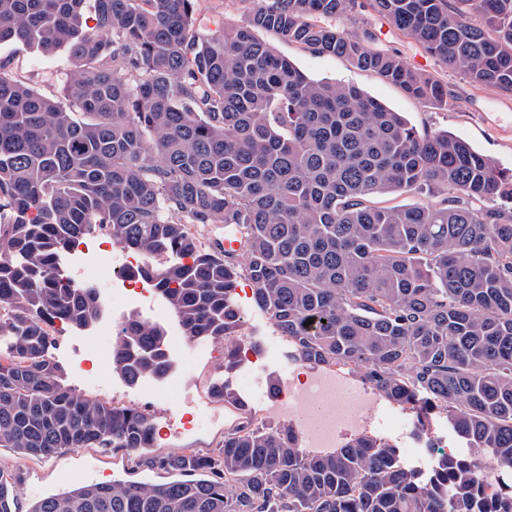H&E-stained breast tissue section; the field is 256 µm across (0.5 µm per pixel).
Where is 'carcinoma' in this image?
Wrapping results in <instances>:
<instances>
[{"label": "carcinoma", "instance_id": "obj_1", "mask_svg": "<svg viewBox=\"0 0 512 512\" xmlns=\"http://www.w3.org/2000/svg\"><path fill=\"white\" fill-rule=\"evenodd\" d=\"M198 2L0 0V45L65 48L74 64L57 98L0 64V448H125L172 476L70 486L30 512H512V490L485 496L475 456L441 453L423 478L387 441L309 455L291 427L250 413L214 455H152L151 414L63 383L52 326L89 329L106 311L63 260L108 232L143 258L128 274L189 340L227 342L224 371L239 363L244 278L294 359L349 368L419 408L422 428L442 412L467 447L512 466V172L355 86L309 79L255 35L448 105L443 84L375 48L368 30L332 23L356 0H257L247 22L206 37ZM369 3L470 83L512 95V0ZM423 189L446 197L384 204ZM192 224L224 225L239 248L204 244ZM167 336L123 317L112 371L164 378ZM210 392L241 405L225 381ZM0 512H15L1 469Z\"/></svg>", "mask_w": 512, "mask_h": 512}]
</instances>
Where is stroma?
I'll list each match as a JSON object with an SVG mask.
<instances>
[{"label": "stroma", "instance_id": "stroma-1", "mask_svg": "<svg viewBox=\"0 0 512 512\" xmlns=\"http://www.w3.org/2000/svg\"><path fill=\"white\" fill-rule=\"evenodd\" d=\"M256 6V0H200L198 31L207 35L221 25L242 24ZM344 27L353 34L370 29L375 47L398 52L408 67L440 80L448 89L447 105L417 100L345 58L313 53L301 45L281 41L266 30L258 31L257 36L289 58L310 79L356 86L390 109L403 113L419 132L450 131L478 152L495 159L500 167L512 169V95L469 83L462 73L428 54L370 8H356L353 20L345 22ZM0 62L11 69L22 68L27 82L48 96L60 93L65 75L72 68L66 50L46 56L22 44L1 45ZM237 292L246 319L240 339L264 354L263 363L246 362L228 373L222 368L223 341H184L171 350L172 368L166 377L156 380L155 399L151 402L141 396L138 385L117 374H110L104 386L93 384L84 376L78 366L85 356L82 334L73 332L56 337L49 353L62 364L68 386L96 400L149 410L157 427H168L170 434L166 439L154 440L153 453L186 448L210 452L223 441L225 429L237 419L231 406L211 397L212 382L226 380L246 410L253 411L265 399L274 380L299 366L291 356L286 338L278 335L269 317L257 308L250 286L239 285ZM454 444L447 426L434 415L426 431L410 429L399 445V452L405 463L424 467L432 463L437 453ZM0 468L14 479L19 512H28L38 499L72 485L127 478L161 483L166 479L165 474L138 465L135 453L113 448H79L48 459L23 457L12 449L0 448Z\"/></svg>", "mask_w": 512, "mask_h": 512}]
</instances>
